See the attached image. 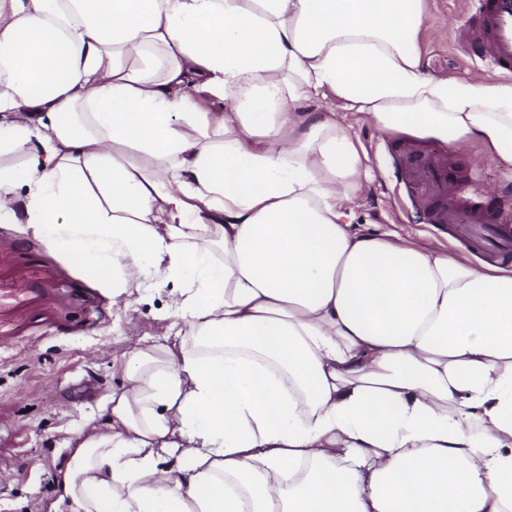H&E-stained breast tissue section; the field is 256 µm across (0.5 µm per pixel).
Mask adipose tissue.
<instances>
[{
	"label": "adipose tissue",
	"mask_w": 512,
	"mask_h": 512,
	"mask_svg": "<svg viewBox=\"0 0 512 512\" xmlns=\"http://www.w3.org/2000/svg\"><path fill=\"white\" fill-rule=\"evenodd\" d=\"M427 2L0 0V224L187 326L129 354L56 512H512V267L353 230L367 157L300 109L512 173V83L426 76Z\"/></svg>",
	"instance_id": "obj_1"
}]
</instances>
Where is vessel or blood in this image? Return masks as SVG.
Listing matches in <instances>:
<instances>
[{"label":"vessel or blood","mask_w":512,"mask_h":512,"mask_svg":"<svg viewBox=\"0 0 512 512\" xmlns=\"http://www.w3.org/2000/svg\"><path fill=\"white\" fill-rule=\"evenodd\" d=\"M476 42L482 46V59L488 66L512 72V0H485ZM431 219L438 224L461 225L468 239L477 242L493 237L506 244L512 242V226L502 224L489 230L493 217L477 206L464 215L451 207L435 209Z\"/></svg>","instance_id":"b4317fda"}]
</instances>
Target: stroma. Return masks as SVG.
Returning a JSON list of instances; mask_svg holds the SVG:
<instances>
[{
    "mask_svg": "<svg viewBox=\"0 0 512 512\" xmlns=\"http://www.w3.org/2000/svg\"><path fill=\"white\" fill-rule=\"evenodd\" d=\"M478 0H429L419 33L426 74L490 83L458 40L478 27ZM351 133L368 159L371 183L356 210L363 234L393 231L423 244L494 263L487 244L457 238L451 225L430 221L429 208L480 205L512 218V178L482 145L464 146L382 131L355 121ZM448 171V186L432 191L412 174L414 160ZM172 287L145 283L134 303L112 297L71 258L51 250L19 224H0V512H52L57 479L93 411L124 380L134 348L164 342L179 327L166 314Z\"/></svg>",
    "mask_w": 512,
    "mask_h": 512,
    "instance_id": "1",
    "label": "stroma"
}]
</instances>
